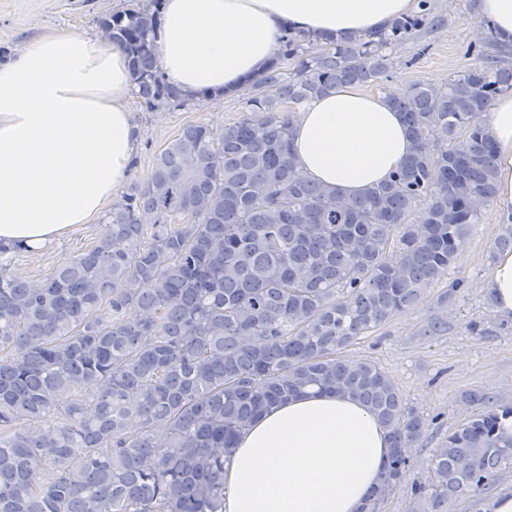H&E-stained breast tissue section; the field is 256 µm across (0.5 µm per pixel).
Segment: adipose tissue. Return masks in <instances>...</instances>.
Segmentation results:
<instances>
[{
	"instance_id": "obj_1",
	"label": "adipose tissue",
	"mask_w": 512,
	"mask_h": 512,
	"mask_svg": "<svg viewBox=\"0 0 512 512\" xmlns=\"http://www.w3.org/2000/svg\"><path fill=\"white\" fill-rule=\"evenodd\" d=\"M419 0H164L156 56L166 83L198 107L241 89L278 52L285 31L319 42L410 15ZM482 29L512 49V0H480ZM126 54L99 36L40 37L0 63V244L31 250L97 218L124 186L138 133ZM497 155L498 223L512 210V93L486 116ZM292 145L303 177L347 197L392 175L411 152L385 95L347 85L298 106ZM496 312L512 318V252L486 281ZM390 442L369 410L335 392L273 405L224 463V512H357L377 486Z\"/></svg>"
}]
</instances>
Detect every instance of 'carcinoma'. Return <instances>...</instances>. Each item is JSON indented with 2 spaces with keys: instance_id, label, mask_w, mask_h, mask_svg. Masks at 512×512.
<instances>
[{
  "instance_id": "cac0c4a2",
  "label": "carcinoma",
  "mask_w": 512,
  "mask_h": 512,
  "mask_svg": "<svg viewBox=\"0 0 512 512\" xmlns=\"http://www.w3.org/2000/svg\"><path fill=\"white\" fill-rule=\"evenodd\" d=\"M162 4L99 24L146 105L182 107L154 52ZM427 22L439 20L398 17L318 51L285 34L245 80L239 119L184 126L88 248L27 281L10 267L28 248L0 247V512H223L224 454L261 412L311 388L361 401L387 430L389 463L358 510L381 512L426 421L388 372L342 350L414 309L494 199L484 114L512 92V66L491 41L445 86L392 98L413 151L353 199L298 174L292 111L344 84L382 85L388 50ZM131 307L140 318L125 319ZM468 399L477 412L410 481L412 512H449L512 468V402Z\"/></svg>"
}]
</instances>
